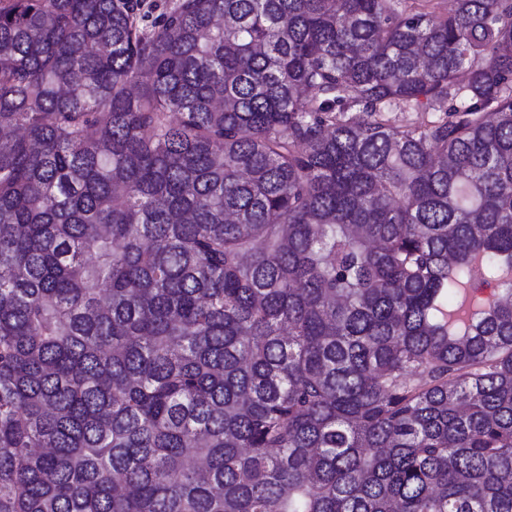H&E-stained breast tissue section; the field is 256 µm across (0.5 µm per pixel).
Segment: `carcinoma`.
<instances>
[{
    "label": "carcinoma",
    "instance_id": "carcinoma-1",
    "mask_svg": "<svg viewBox=\"0 0 512 512\" xmlns=\"http://www.w3.org/2000/svg\"><path fill=\"white\" fill-rule=\"evenodd\" d=\"M149 18L0 0V512H512V0Z\"/></svg>",
    "mask_w": 512,
    "mask_h": 512
}]
</instances>
